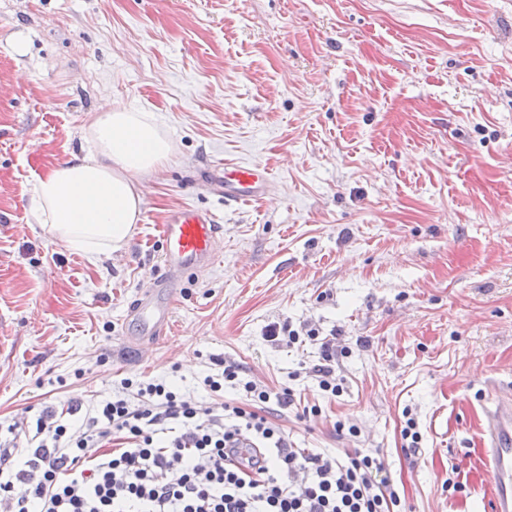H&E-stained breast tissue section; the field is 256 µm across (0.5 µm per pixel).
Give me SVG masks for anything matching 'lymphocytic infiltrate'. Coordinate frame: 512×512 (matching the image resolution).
<instances>
[{
    "instance_id": "1",
    "label": "lymphocytic infiltrate",
    "mask_w": 512,
    "mask_h": 512,
    "mask_svg": "<svg viewBox=\"0 0 512 512\" xmlns=\"http://www.w3.org/2000/svg\"><path fill=\"white\" fill-rule=\"evenodd\" d=\"M138 394L134 408L103 401L77 438L41 417L42 440L23 459L0 448V503L8 512H399L372 455L342 461L291 449L256 413L233 407L228 426L162 383ZM171 419L183 432L158 439ZM114 433L124 447L103 450ZM242 436L250 447L238 446Z\"/></svg>"
}]
</instances>
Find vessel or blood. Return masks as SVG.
<instances>
[{
    "label": "vessel or blood",
    "mask_w": 512,
    "mask_h": 512,
    "mask_svg": "<svg viewBox=\"0 0 512 512\" xmlns=\"http://www.w3.org/2000/svg\"><path fill=\"white\" fill-rule=\"evenodd\" d=\"M269 180L259 165H238L213 175L214 186L222 187L225 201L257 200ZM219 226L212 213L190 206L174 211L160 227L164 272L142 290L130 314L141 333L132 337L138 353L153 346L171 323L172 295L179 275L214 265L218 260L216 241ZM481 439L486 447L484 466L493 478L492 512H512V399L492 394L484 408Z\"/></svg>",
    "instance_id": "b4317fda"
}]
</instances>
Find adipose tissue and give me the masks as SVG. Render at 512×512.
Segmentation results:
<instances>
[{
	"instance_id": "adipose-tissue-1",
	"label": "adipose tissue",
	"mask_w": 512,
	"mask_h": 512,
	"mask_svg": "<svg viewBox=\"0 0 512 512\" xmlns=\"http://www.w3.org/2000/svg\"><path fill=\"white\" fill-rule=\"evenodd\" d=\"M82 138L84 148L32 181L28 211L32 223L65 249L108 257L132 241L146 185L175 146L153 113L113 100L88 119Z\"/></svg>"
}]
</instances>
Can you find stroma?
Masks as SVG:
<instances>
[{
    "label": "stroma",
    "mask_w": 512,
    "mask_h": 512,
    "mask_svg": "<svg viewBox=\"0 0 512 512\" xmlns=\"http://www.w3.org/2000/svg\"><path fill=\"white\" fill-rule=\"evenodd\" d=\"M104 98L154 113L175 153L129 246L91 260L31 223L27 189ZM237 164L269 170L263 199L211 192ZM185 204L216 216L224 254L184 276L140 356L129 309ZM325 339L337 397L308 374ZM227 362L242 383L212 392ZM246 381L292 394L255 407L291 446L377 457L403 512H490L483 407L512 392V0H0V448L31 447L46 409L76 436L83 408L139 384L220 412Z\"/></svg>",
    "instance_id": "obj_1"
}]
</instances>
